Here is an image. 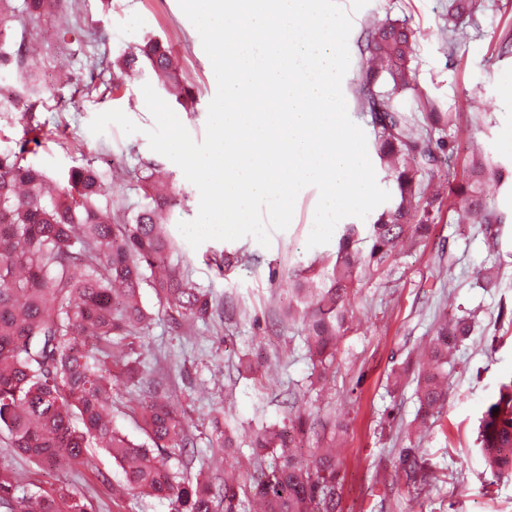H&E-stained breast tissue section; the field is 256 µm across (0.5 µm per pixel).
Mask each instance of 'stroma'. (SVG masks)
<instances>
[{
  "mask_svg": "<svg viewBox=\"0 0 512 512\" xmlns=\"http://www.w3.org/2000/svg\"><path fill=\"white\" fill-rule=\"evenodd\" d=\"M67 11L66 27L40 18L13 22L10 29L28 47V67L54 79L36 114L43 145L35 161L52 175L88 164L99 170L112 184L109 206L118 221L131 218L142 202L139 176L145 166L155 167L178 191L180 206L163 220L178 239L183 267L217 310L210 321L174 332L158 314L153 289H143L142 302L156 315L143 359L146 377L164 378L177 412L189 418L194 466L218 457L213 441L220 431L232 439L240 461H247L254 435L262 426L287 421L289 398L297 394L310 419L348 426L336 442L343 512H512V472L491 471L477 441L483 412L501 383L512 380V174L484 185L485 201L499 220L493 246L483 225L458 221L457 199L449 192L469 181L474 163L512 171V52L501 49L512 37V0H484L475 24L466 27L467 37L454 44L448 41V0H369L352 16L342 93L367 141L375 136L359 103L357 38L369 19L390 18L416 34L413 88L398 97L399 107L418 125L425 113H453L452 126L433 129L432 137L453 141L457 151L429 178L438 196L428 239L399 247L388 270L366 276L348 295L349 328L322 390L310 386L303 325L283 317L291 299L290 273L336 255L337 240L307 245L318 190L303 194L292 223L272 232L269 247L250 236L191 247L178 224L196 218L200 193L178 165L150 149L145 134L154 119L142 87L160 89V80L148 72L127 77L120 98L83 97L75 88L90 61H104L101 80L112 83V61L145 37H159L179 62V80L196 92L193 106L179 114L192 138L202 141L217 82L198 31L179 0H69ZM113 109L122 110L138 132L127 135L112 125L93 135L92 119ZM485 267L493 268L497 287L479 286L477 273ZM445 314L471 316L475 327L448 368L446 407L421 427L417 360ZM408 448L428 472L416 493L408 490L400 468ZM91 454V466L77 467L67 478L95 512H170L165 500L113 499L110 484L121 479V471L103 450ZM0 461L29 492L60 479L1 443Z\"/></svg>",
  "mask_w": 512,
  "mask_h": 512,
  "instance_id": "1",
  "label": "stroma"
}]
</instances>
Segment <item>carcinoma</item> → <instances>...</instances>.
Wrapping results in <instances>:
<instances>
[{
	"mask_svg": "<svg viewBox=\"0 0 512 512\" xmlns=\"http://www.w3.org/2000/svg\"><path fill=\"white\" fill-rule=\"evenodd\" d=\"M39 0H0V26L17 16H40ZM483 9L482 0H448V32L463 33L462 23ZM413 32L394 21L366 25L359 39L363 56L360 104L371 115L379 159L396 183L399 201L370 224L368 252L359 244L358 226L347 224L335 260L295 275L290 293L307 309L306 345L318 379L326 378L336 344L347 331L345 299L360 279L389 265L406 239L428 238L434 216L420 206L438 157L428 130L445 127L451 113H428L429 124H411L395 104L412 89L409 66ZM21 44L0 39V73H17L14 96L0 98V120L17 112L33 114L42 101L38 75L23 66ZM149 68L171 78L178 69L172 52L149 39L117 63L120 72ZM41 124L17 148L0 151V436L40 468L65 472L89 463L88 449L107 452L123 474L112 494L168 501L171 512H342V481L333 447L346 433L339 423L316 429L300 414L281 426L265 427L252 441L254 474L224 464L215 471H190L187 422L169 404L171 394L143 375L140 349L151 325L141 290H155L167 321L176 329L206 321L211 300L173 261L176 241L156 221L158 212L180 205L178 193L159 192L148 167L139 177L143 202L129 221L109 217L101 199L109 186L90 167H73L68 188L52 195L48 176L27 159L29 144L41 146ZM467 213L496 240L492 214L480 182L454 189ZM472 318H442L435 326L427 361L418 368L417 417L439 413L448 397V364L456 347L471 334ZM122 379L142 393L134 412L145 440L134 441L112 419L116 405L112 380ZM312 434L328 447L302 459L299 436ZM480 450L493 470H512V381L481 418ZM275 455L265 468L262 458ZM175 460L181 468L173 470ZM402 468L408 484L426 482L425 463L407 450ZM0 504L10 512H93L91 503L69 483L50 490L19 492L7 465L0 464Z\"/></svg>",
	"mask_w": 512,
	"mask_h": 512,
	"instance_id": "obj_1",
	"label": "carcinoma"
}]
</instances>
